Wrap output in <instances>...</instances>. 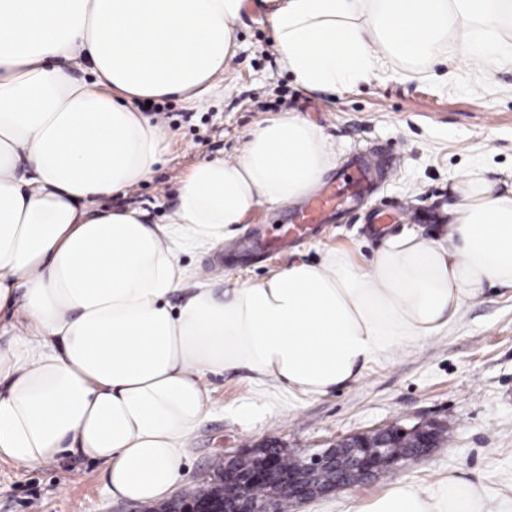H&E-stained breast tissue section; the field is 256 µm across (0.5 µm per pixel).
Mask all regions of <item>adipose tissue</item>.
<instances>
[{"instance_id": "1", "label": "adipose tissue", "mask_w": 512, "mask_h": 512, "mask_svg": "<svg viewBox=\"0 0 512 512\" xmlns=\"http://www.w3.org/2000/svg\"><path fill=\"white\" fill-rule=\"evenodd\" d=\"M284 66L309 91L382 61L429 70L453 48L489 74L512 61V0H262ZM245 0H0V460L79 455L110 496L167 498L214 408L210 375L320 396L455 323L484 288H512V187L457 180L448 232L384 240L220 280L183 255L223 245L256 208L311 194L336 165L295 112L257 123L240 153L195 164L163 223L103 209L169 154L138 108L196 109L239 50ZM83 77H76V70ZM180 295V308L170 299ZM347 512H487L478 485L399 481Z\"/></svg>"}]
</instances>
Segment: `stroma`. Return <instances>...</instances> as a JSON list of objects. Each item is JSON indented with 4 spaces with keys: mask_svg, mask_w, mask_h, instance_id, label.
<instances>
[{
    "mask_svg": "<svg viewBox=\"0 0 512 512\" xmlns=\"http://www.w3.org/2000/svg\"><path fill=\"white\" fill-rule=\"evenodd\" d=\"M240 49L200 110L175 98L152 101L174 137L166 163L127 196L104 199L108 208L135 206L150 222H163L176 204V189L194 164L234 158L254 124L297 112L320 126L336 152L337 167L366 154L373 190L338 221L289 247L286 258L316 262L324 249L348 250L368 265L383 240L414 230L439 240L456 202L455 181L473 166L489 180L512 184V63L489 79L460 55L434 73L398 66L336 92L301 88L282 64L262 5L250 3L237 27ZM389 148L394 166L375 157ZM296 205L257 208L223 248L188 256V263L216 274L243 272L258 280L282 259L253 248L256 235L279 234ZM215 409L203 420L183 461L180 492L195 490L224 463L227 452L278 443L322 448L352 434L391 423L434 420L444 437L428 457L407 462L396 477L425 489L454 476L480 484L488 505L512 496V290L487 287L468 301L457 322L422 348L367 365L361 376L327 395H291L255 387L245 370L210 377ZM251 410L242 422L243 410ZM102 465L65 456L51 464L19 468L0 461V512H151L149 506L108 494ZM393 477V478H396ZM384 476L315 499L288 512H345L349 501L380 494Z\"/></svg>",
    "mask_w": 512,
    "mask_h": 512,
    "instance_id": "stroma-1",
    "label": "stroma"
}]
</instances>
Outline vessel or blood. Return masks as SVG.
I'll return each instance as SVG.
<instances>
[{
  "mask_svg": "<svg viewBox=\"0 0 512 512\" xmlns=\"http://www.w3.org/2000/svg\"><path fill=\"white\" fill-rule=\"evenodd\" d=\"M373 185L369 167L363 161H355L352 168L344 171L335 191L316 195L307 211L291 217L285 226V234L295 240L306 237L312 225H319L341 213L352 200L370 191Z\"/></svg>",
  "mask_w": 512,
  "mask_h": 512,
  "instance_id": "vessel-or-blood-1",
  "label": "vessel or blood"
}]
</instances>
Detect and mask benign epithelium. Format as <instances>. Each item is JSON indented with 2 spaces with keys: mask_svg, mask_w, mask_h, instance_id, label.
<instances>
[{
  "mask_svg": "<svg viewBox=\"0 0 512 512\" xmlns=\"http://www.w3.org/2000/svg\"><path fill=\"white\" fill-rule=\"evenodd\" d=\"M444 427L422 421L407 426L392 423L374 432L339 438L325 448L291 450L294 469L283 472L280 456L245 448L224 461L207 485L154 507L155 512H281L273 495L260 500L251 485L278 477L293 487L289 501L303 504L342 488L368 482L385 470H398L409 460L431 455Z\"/></svg>",
  "mask_w": 512,
  "mask_h": 512,
  "instance_id": "benign-epithelium-1",
  "label": "benign epithelium"
}]
</instances>
